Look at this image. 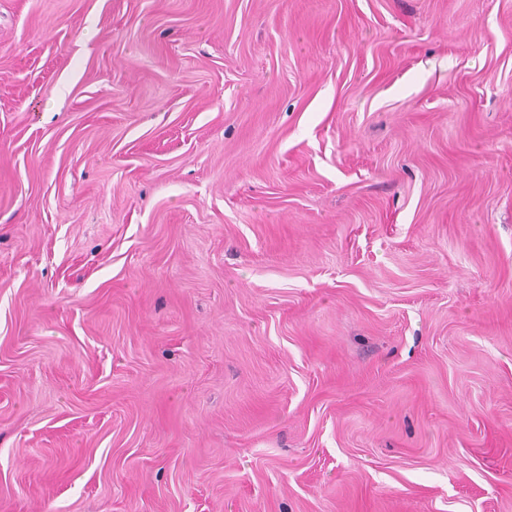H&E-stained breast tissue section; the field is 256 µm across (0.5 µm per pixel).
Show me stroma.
Instances as JSON below:
<instances>
[{"instance_id":"obj_1","label":"stroma","mask_w":512,"mask_h":512,"mask_svg":"<svg viewBox=\"0 0 512 512\" xmlns=\"http://www.w3.org/2000/svg\"><path fill=\"white\" fill-rule=\"evenodd\" d=\"M0 512H512V0H0Z\"/></svg>"}]
</instances>
